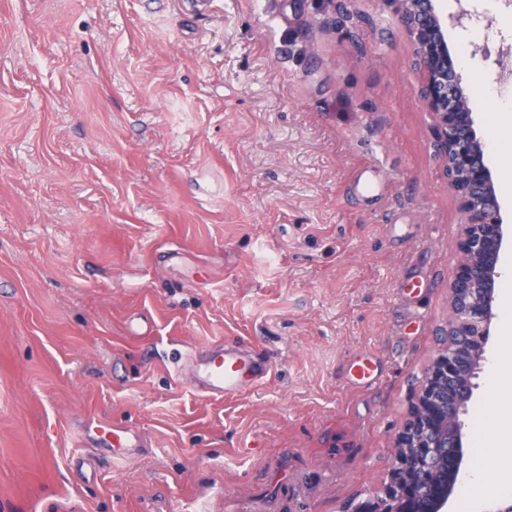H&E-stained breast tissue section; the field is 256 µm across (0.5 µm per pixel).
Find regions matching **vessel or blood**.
<instances>
[{"mask_svg": "<svg viewBox=\"0 0 512 512\" xmlns=\"http://www.w3.org/2000/svg\"><path fill=\"white\" fill-rule=\"evenodd\" d=\"M196 390L213 400H227L257 386L268 375L271 364L256 357L246 345L214 341L195 349L189 356ZM112 451V460L123 463L147 447L145 434L128 423L97 422L85 426L75 440L81 448L88 442Z\"/></svg>", "mask_w": 512, "mask_h": 512, "instance_id": "1", "label": "vessel or blood"}]
</instances>
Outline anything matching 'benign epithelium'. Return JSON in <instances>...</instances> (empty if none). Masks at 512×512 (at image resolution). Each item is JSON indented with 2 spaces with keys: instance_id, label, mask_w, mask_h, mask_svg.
<instances>
[{
  "instance_id": "benign-epithelium-1",
  "label": "benign epithelium",
  "mask_w": 512,
  "mask_h": 512,
  "mask_svg": "<svg viewBox=\"0 0 512 512\" xmlns=\"http://www.w3.org/2000/svg\"><path fill=\"white\" fill-rule=\"evenodd\" d=\"M388 3L414 47L418 101L432 117L435 157L463 214L462 238L456 275L448 288L451 315L440 329L445 341L394 445L387 480L352 512H447L462 481V416L479 387L496 318L503 220L485 163L486 142L475 129L474 103L448 51V26L465 29L474 19L468 0H457L458 8L450 16L438 8L437 0ZM477 55L501 66L498 82L512 79V69L504 68V59L512 57V44L493 51L484 43L473 50L472 56Z\"/></svg>"
}]
</instances>
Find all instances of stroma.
I'll return each mask as SVG.
<instances>
[{
  "label": "stroma",
  "mask_w": 512,
  "mask_h": 512,
  "mask_svg": "<svg viewBox=\"0 0 512 512\" xmlns=\"http://www.w3.org/2000/svg\"><path fill=\"white\" fill-rule=\"evenodd\" d=\"M476 7L448 31L471 92L512 38ZM411 59L388 0H0V512H351L385 480L460 240ZM218 338L272 361L224 402L185 369ZM98 419L149 447H72Z\"/></svg>",
  "instance_id": "1"
}]
</instances>
